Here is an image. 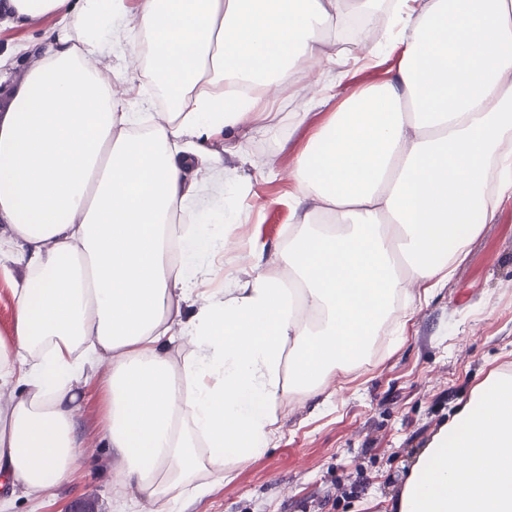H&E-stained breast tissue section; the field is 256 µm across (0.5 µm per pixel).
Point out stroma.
<instances>
[{
    "instance_id": "1",
    "label": "stroma",
    "mask_w": 512,
    "mask_h": 512,
    "mask_svg": "<svg viewBox=\"0 0 512 512\" xmlns=\"http://www.w3.org/2000/svg\"><path fill=\"white\" fill-rule=\"evenodd\" d=\"M35 32L0 25V58L19 73L34 58ZM371 30L352 48L374 50L372 60L316 64L269 107L278 138L240 128L215 147L224 154V182L250 185L249 208L233 233L275 260L296 216L288 179L297 152L350 93L384 82L398 50L381 46ZM306 113L296 124L295 113ZM244 144L247 159L234 147ZM512 372V201L470 245L453 277L427 301L414 304L401 340L377 341L350 372L325 378L319 394L287 390L278 408V436L264 453L231 465V477L178 512H394L404 472L442 425L494 371ZM102 414L87 394L77 418L84 438L73 475L55 490L31 498L0 492V512H139L112 486L116 460L101 443ZM363 480L353 495L338 483Z\"/></svg>"
}]
</instances>
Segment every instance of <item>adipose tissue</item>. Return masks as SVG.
Instances as JSON below:
<instances>
[{
    "instance_id": "ef3b65f1",
    "label": "adipose tissue",
    "mask_w": 512,
    "mask_h": 512,
    "mask_svg": "<svg viewBox=\"0 0 512 512\" xmlns=\"http://www.w3.org/2000/svg\"><path fill=\"white\" fill-rule=\"evenodd\" d=\"M381 2L0 0L43 46L0 110V264L21 272L0 337L11 488L38 496L72 474L92 386L142 512L208 493L229 460L273 442L286 385L312 394L346 370L393 298L431 297L512 200V0H395L398 67L297 153L277 269L256 246L235 295L210 289L211 256L236 240L223 204L196 209L189 165L223 182L209 139L270 134L269 97L301 66L335 63L332 19L380 16ZM115 52L139 59L150 97L128 103L106 77ZM394 508L512 512L511 373L488 375L432 437Z\"/></svg>"
}]
</instances>
